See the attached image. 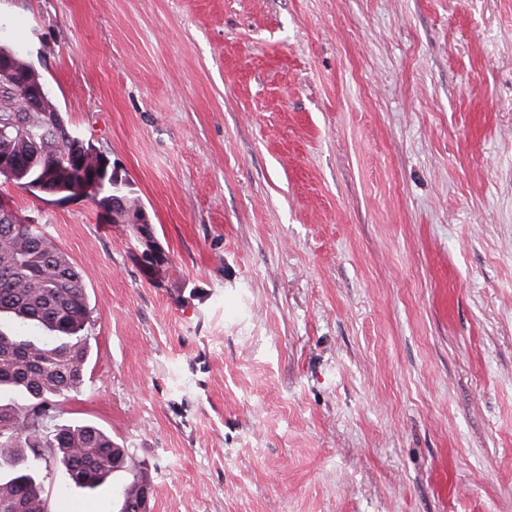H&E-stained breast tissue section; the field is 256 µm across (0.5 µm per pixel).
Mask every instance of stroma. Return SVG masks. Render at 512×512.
<instances>
[{
    "mask_svg": "<svg viewBox=\"0 0 512 512\" xmlns=\"http://www.w3.org/2000/svg\"><path fill=\"white\" fill-rule=\"evenodd\" d=\"M0 44L151 222L0 180L152 512H512V0H0Z\"/></svg>",
    "mask_w": 512,
    "mask_h": 512,
    "instance_id": "35a3bbf8",
    "label": "stroma"
}]
</instances>
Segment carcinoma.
<instances>
[{
  "label": "carcinoma",
  "instance_id": "obj_1",
  "mask_svg": "<svg viewBox=\"0 0 512 512\" xmlns=\"http://www.w3.org/2000/svg\"><path fill=\"white\" fill-rule=\"evenodd\" d=\"M5 65L18 87L28 84V61L13 49ZM24 95H0V124L17 117L27 131L0 137V178L29 193L76 196L79 179L68 175L75 160L85 161L84 177L104 175L97 206L125 224L141 207L127 182L99 163L95 147L67 124L52 97L24 112ZM86 286L70 257L25 218L0 222V512H44L42 471L57 461L78 488L94 490L113 473L129 479L121 489L123 505L140 501L151 483L144 464L99 427L60 421L62 403L82 391L90 355L83 331L89 320Z\"/></svg>",
  "mask_w": 512,
  "mask_h": 512
}]
</instances>
